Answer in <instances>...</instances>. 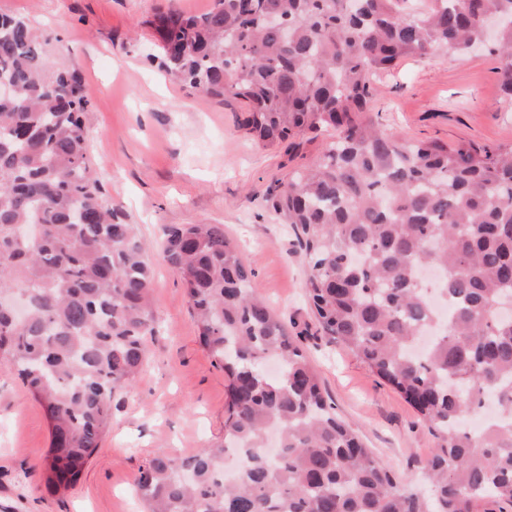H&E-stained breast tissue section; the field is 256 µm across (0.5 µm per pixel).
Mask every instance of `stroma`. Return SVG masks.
Here are the masks:
<instances>
[{
    "label": "stroma",
    "mask_w": 512,
    "mask_h": 512,
    "mask_svg": "<svg viewBox=\"0 0 512 512\" xmlns=\"http://www.w3.org/2000/svg\"><path fill=\"white\" fill-rule=\"evenodd\" d=\"M213 0H0L25 17L53 65L89 90L88 150L105 197L157 246L164 226L220 224L255 272L258 292L302 336L339 416L390 471L420 485L437 441L417 411L352 353L321 333L304 292L303 254L273 210L290 174L310 166L325 136L259 145L234 101L170 82L152 25L156 13L202 14ZM499 61L485 48L408 57L375 79L384 129L453 144L512 143ZM156 332L137 381L112 401V423L77 484L44 485L51 425L16 373L0 367V512H143L130 498L138 469L160 451L197 453L224 437L229 380L203 347L177 272L153 261Z\"/></svg>",
    "instance_id": "obj_1"
}]
</instances>
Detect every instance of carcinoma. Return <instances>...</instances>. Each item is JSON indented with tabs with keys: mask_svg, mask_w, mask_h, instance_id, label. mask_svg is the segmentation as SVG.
Listing matches in <instances>:
<instances>
[{
	"mask_svg": "<svg viewBox=\"0 0 512 512\" xmlns=\"http://www.w3.org/2000/svg\"><path fill=\"white\" fill-rule=\"evenodd\" d=\"M512 0H215L153 24L177 48L170 79L245 108L266 148L333 131L275 210L297 232L314 317L416 408L438 439L429 488L386 470L325 398L297 337L260 296L222 224L169 226L162 260L180 274L209 354L224 367V440L182 458L161 451L136 488L149 512H474L512 507V144H441L387 132L373 81L408 56L461 54ZM512 100V24L496 34ZM0 366L51 423L45 485L69 490L111 424L154 335L153 268L136 225L103 197L82 112L89 92L53 70L22 17L0 14ZM442 270L448 315L415 271ZM438 326L430 350L421 333ZM240 451L236 475L224 455Z\"/></svg>",
	"mask_w": 512,
	"mask_h": 512,
	"instance_id": "obj_1",
	"label": "carcinoma"
}]
</instances>
